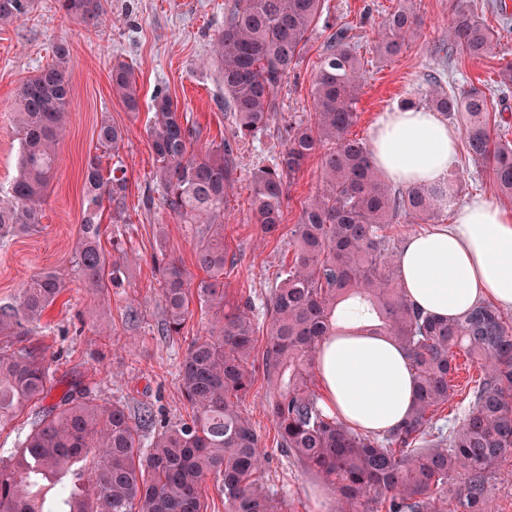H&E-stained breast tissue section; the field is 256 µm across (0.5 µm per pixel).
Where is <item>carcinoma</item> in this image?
<instances>
[{"mask_svg": "<svg viewBox=\"0 0 512 512\" xmlns=\"http://www.w3.org/2000/svg\"><path fill=\"white\" fill-rule=\"evenodd\" d=\"M66 18L98 20L108 0H57ZM33 0H0V23L28 15ZM325 0H233L214 52L224 95L235 113L232 136L205 151L172 99L152 97L153 174L161 204L194 224L195 264L203 277L187 279L181 262L154 259L161 278V334L179 336L197 303L213 313L214 330L196 339L179 364L191 421L154 427V415L137 418L120 401L100 404L67 391L42 414L13 449L0 453V512H206L209 481L224 492V512H285L283 496L262 476L259 435L242 405L255 382L250 361L257 328L251 299L224 301V197L236 181L237 138L255 136L277 111L276 91L295 66L308 34L321 20ZM448 38L474 60L491 54L494 32L473 14L469 0H453ZM418 20L402 6L378 28V57L398 55ZM53 62L15 91L13 112L20 141L18 172L0 194V230L35 231L57 169L71 98L70 49L53 47ZM364 74L347 44L346 29L329 38L314 81V123L283 119L279 160L253 173V223L265 236L279 234L286 180L308 158L321 155L324 188L304 204L293 226L294 255L267 307L264 377L277 445L319 474L339 495L342 512H445L448 480L458 484L454 512H490L493 467L512 452V322L495 306L480 304L448 320L425 314L400 284L389 226L400 220L439 218L462 190L458 173L438 185L397 190L381 179L370 149L348 137ZM112 92L130 112L139 110L136 78L124 63L112 66ZM424 98L432 111L461 120L471 161L489 169L497 195L512 200V141L492 136L512 129V115L490 114V97L478 87L458 95L441 79H428ZM123 131L102 121L98 145L118 159ZM88 205L72 257V271L87 290L103 295L123 285L121 241L112 235L107 259L101 243L103 201L122 214L125 177H104L98 158L83 171ZM64 291L54 271L33 276L12 306L0 307V424L47 399L54 376L41 350L26 345L30 327ZM373 319L408 354L417 397L407 419L386 434L358 432L327 415L311 388L316 353L339 321ZM463 348L484 376L462 422L448 430L436 411L448 403Z\"/></svg>", "mask_w": 512, "mask_h": 512, "instance_id": "carcinoma-1", "label": "carcinoma"}]
</instances>
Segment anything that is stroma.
Returning a JSON list of instances; mask_svg holds the SVG:
<instances>
[{
    "mask_svg": "<svg viewBox=\"0 0 512 512\" xmlns=\"http://www.w3.org/2000/svg\"><path fill=\"white\" fill-rule=\"evenodd\" d=\"M402 2L417 15L421 27L399 55L378 58L373 50L374 33L385 15ZM495 2H471L498 38L494 54L476 62L459 49L447 54L435 50L448 40L451 0H328L331 23L347 28V42L366 70L352 135L369 140L377 117L398 108L403 99L417 98L426 87L427 75L442 76L445 88L457 92L473 85L491 86L499 70L512 62V27H502ZM228 3L111 0L107 14L93 25L63 18L56 0H34L27 17L0 26V191L8 189L19 162V141L10 112L14 91L51 63L56 42L66 41L70 47L72 100L66 132L57 146L58 167L46 195L42 228L0 238V306L14 304L21 288L39 272L55 271L64 281V292L29 338L43 350L54 374L51 401H58L77 384L97 401L122 400L134 416L149 408L175 424L192 413L178 384L177 366L197 338L208 336L211 318L196 310L181 335L169 338L158 332L163 312L155 257L181 261L194 279L201 272L195 265L190 225L181 223L160 203L146 201L156 193L148 128L151 99L160 89L196 128L195 149H207L231 136L235 119L212 52L213 40L224 27ZM328 37V31L320 27L311 33L294 75L276 92L278 117L270 119L256 136L237 142V180L224 202V244L232 259L224 268V295L230 305L252 299L259 324L265 320L279 273L292 260L291 229L304 202L323 187L321 158H309L287 187L283 228L271 238L263 236L252 221V175L271 165L282 151V116L313 122V84ZM118 62L134 72L140 90L139 111H127L112 93L110 70ZM104 120L125 132L120 151L127 181L125 209L118 218L111 209H104L101 220L104 250L112 248L113 231L121 233L125 283L119 291L99 296L88 293L72 275L71 257L88 204L83 170L95 156L103 172L112 169L111 152L97 144V129ZM132 308L139 311L134 320L128 317ZM266 392L264 376L256 375L242 406L262 439L267 455L265 479L286 499L287 512H319L313 491L321 487V479L278 449L265 408Z\"/></svg>",
    "mask_w": 512,
    "mask_h": 512,
    "instance_id": "35a3bbf8",
    "label": "stroma"
}]
</instances>
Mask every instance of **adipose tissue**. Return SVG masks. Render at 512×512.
<instances>
[{
	"label": "adipose tissue",
	"mask_w": 512,
	"mask_h": 512,
	"mask_svg": "<svg viewBox=\"0 0 512 512\" xmlns=\"http://www.w3.org/2000/svg\"><path fill=\"white\" fill-rule=\"evenodd\" d=\"M457 131L421 108L375 121L371 158L389 181L433 184L454 168ZM414 305L448 319L480 302L512 307V216L485 196L465 201L452 224L410 237L397 258ZM313 373L323 411L364 433L402 422L417 396L404 351L370 323L337 325L320 344Z\"/></svg>",
	"instance_id": "adipose-tissue-1"
}]
</instances>
